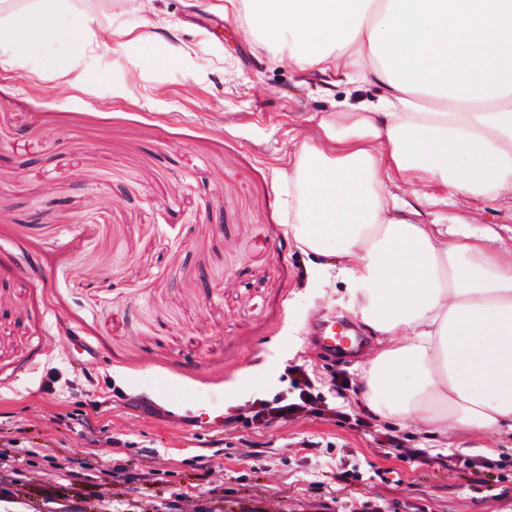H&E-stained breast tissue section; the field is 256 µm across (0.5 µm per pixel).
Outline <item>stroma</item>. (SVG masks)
<instances>
[{
	"mask_svg": "<svg viewBox=\"0 0 512 512\" xmlns=\"http://www.w3.org/2000/svg\"><path fill=\"white\" fill-rule=\"evenodd\" d=\"M90 6L96 27H177L187 65L101 48L73 85L36 65L67 52L55 42L0 66V437L21 441L9 512H71L78 493L83 512L172 493L175 512L251 499L300 512L331 492L340 512L367 499L512 512L511 436L486 439L511 474L497 483L469 466L465 435L410 420L368 432L327 416L198 423L290 390L295 365L326 386L343 373L346 412L368 415L361 376L377 336L349 313L345 281L315 278L274 185L294 143L373 91L266 59L200 0ZM456 213L512 235L510 195ZM331 320L361 337L357 354L319 345ZM388 427L427 456L380 447Z\"/></svg>",
	"mask_w": 512,
	"mask_h": 512,
	"instance_id": "1",
	"label": "stroma"
}]
</instances>
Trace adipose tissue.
<instances>
[{
  "label": "adipose tissue",
  "mask_w": 512,
  "mask_h": 512,
  "mask_svg": "<svg viewBox=\"0 0 512 512\" xmlns=\"http://www.w3.org/2000/svg\"><path fill=\"white\" fill-rule=\"evenodd\" d=\"M72 0H0V64L67 40L45 71L81 78L107 33L64 28ZM243 39L272 59L340 74L371 99L346 103L303 141L278 190L305 252L338 254L321 278L388 345L364 371L379 416L473 439L512 433V243L461 222L462 197L512 193V0H225ZM426 187L446 222L414 219L386 181Z\"/></svg>",
  "instance_id": "ef3b65f1"
}]
</instances>
